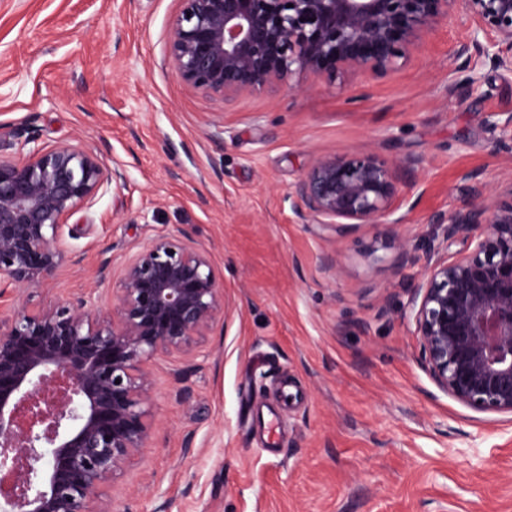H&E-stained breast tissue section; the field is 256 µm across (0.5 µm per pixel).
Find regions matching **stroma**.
<instances>
[{
	"label": "stroma",
	"instance_id": "stroma-1",
	"mask_svg": "<svg viewBox=\"0 0 512 512\" xmlns=\"http://www.w3.org/2000/svg\"><path fill=\"white\" fill-rule=\"evenodd\" d=\"M181 0H0V154L81 142L125 180L63 231L71 261L30 309L92 294L159 233L208 250L225 312L154 356L150 446L110 512H512V417L473 412L421 366L407 315L436 215L512 186V71L451 14L383 77L309 73L226 103L167 63ZM364 148L395 170L396 224H319L296 195Z\"/></svg>",
	"mask_w": 512,
	"mask_h": 512
}]
</instances>
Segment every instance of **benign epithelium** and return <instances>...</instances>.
I'll list each match as a JSON object with an SVG mask.
<instances>
[{
	"label": "benign epithelium",
	"instance_id": "7a95c632",
	"mask_svg": "<svg viewBox=\"0 0 512 512\" xmlns=\"http://www.w3.org/2000/svg\"><path fill=\"white\" fill-rule=\"evenodd\" d=\"M168 65L184 84L229 103L297 73L385 75L448 15L470 22V51L512 67V0H181ZM108 170L79 143L0 156V298L37 294L68 259L67 221ZM393 169L356 149L321 158L297 194L319 224H377L396 210ZM511 198L475 199L437 223L463 250L413 285L419 358L466 408L512 416ZM158 234L124 266L112 316L78 297L0 321V512H93L121 465L149 447L147 361L186 353L225 309L209 252Z\"/></svg>",
	"mask_w": 512,
	"mask_h": 512
}]
</instances>
